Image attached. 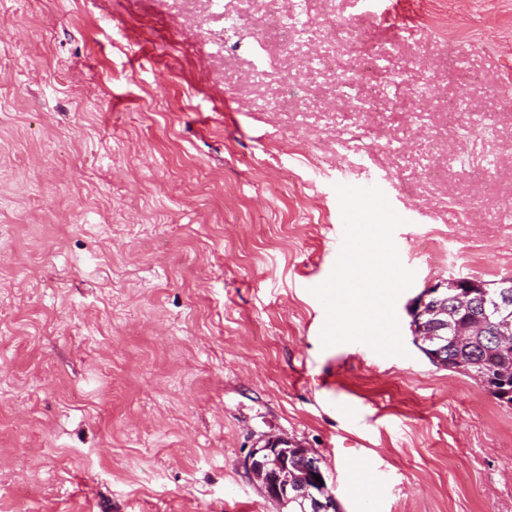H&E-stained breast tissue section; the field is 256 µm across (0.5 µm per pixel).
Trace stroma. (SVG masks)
Returning <instances> with one entry per match:
<instances>
[{"instance_id": "1", "label": "stroma", "mask_w": 512, "mask_h": 512, "mask_svg": "<svg viewBox=\"0 0 512 512\" xmlns=\"http://www.w3.org/2000/svg\"><path fill=\"white\" fill-rule=\"evenodd\" d=\"M224 2L219 52L204 0H0V512H284L244 467L267 434L340 512L363 466L376 512H512V408L407 312L512 276V0H301L288 43L280 0ZM331 55L374 107L352 127ZM380 176L402 356L323 346L312 293L336 185Z\"/></svg>"}]
</instances>
